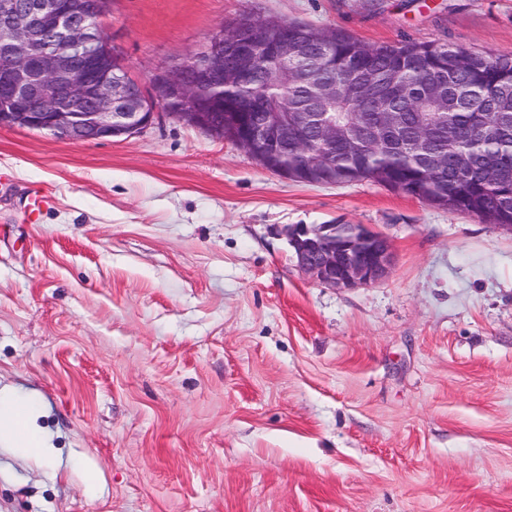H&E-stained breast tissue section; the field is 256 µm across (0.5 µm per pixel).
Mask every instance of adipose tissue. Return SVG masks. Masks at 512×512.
<instances>
[{
  "instance_id": "obj_1",
  "label": "adipose tissue",
  "mask_w": 512,
  "mask_h": 512,
  "mask_svg": "<svg viewBox=\"0 0 512 512\" xmlns=\"http://www.w3.org/2000/svg\"><path fill=\"white\" fill-rule=\"evenodd\" d=\"M0 442L50 463L55 460L51 438L38 428L29 401L6 388L0 389Z\"/></svg>"
}]
</instances>
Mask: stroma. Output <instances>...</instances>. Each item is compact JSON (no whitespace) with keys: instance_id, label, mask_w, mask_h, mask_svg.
I'll list each match as a JSON object with an SVG mask.
<instances>
[{"instance_id":"obj_1","label":"stroma","mask_w":512,"mask_h":512,"mask_svg":"<svg viewBox=\"0 0 512 512\" xmlns=\"http://www.w3.org/2000/svg\"><path fill=\"white\" fill-rule=\"evenodd\" d=\"M242 14L512 54V0H110L102 28L145 80ZM293 224L387 235L388 276L320 284ZM4 387L61 464L1 444L0 512H512V234L166 116L0 128Z\"/></svg>"}]
</instances>
